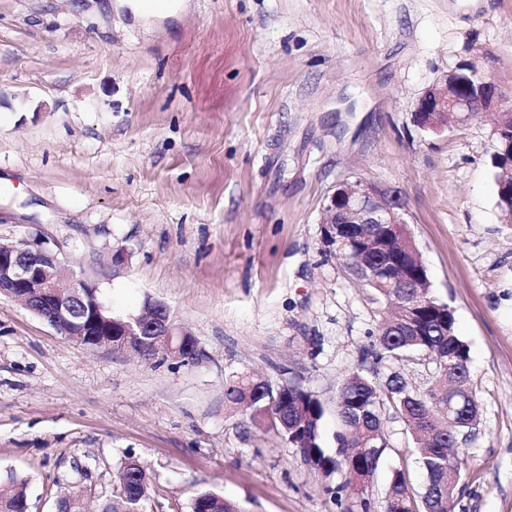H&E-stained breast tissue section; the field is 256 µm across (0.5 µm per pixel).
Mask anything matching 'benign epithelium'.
Instances as JSON below:
<instances>
[{
    "instance_id": "obj_1",
    "label": "benign epithelium",
    "mask_w": 512,
    "mask_h": 512,
    "mask_svg": "<svg viewBox=\"0 0 512 512\" xmlns=\"http://www.w3.org/2000/svg\"><path fill=\"white\" fill-rule=\"evenodd\" d=\"M475 112L487 115L494 135L496 116H511L512 105L486 71L465 58L419 96L412 120L426 132L440 133L448 128V116L463 121ZM323 215V227L332 238L338 224H384L394 234L407 224L401 193L363 179L340 182L327 198ZM0 295L21 301L62 336H85L91 331L93 349L112 346L111 308L98 284L82 274H65L58 253L38 243L0 244ZM153 305L152 318L132 314L121 324L127 350L154 356L157 346L147 341L149 336L163 337L168 356L174 359L181 358V349L197 347L193 334L175 323L165 304Z\"/></svg>"
}]
</instances>
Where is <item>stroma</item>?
Listing matches in <instances>:
<instances>
[{"label":"stroma","instance_id":"35a3bbf8","mask_svg":"<svg viewBox=\"0 0 512 512\" xmlns=\"http://www.w3.org/2000/svg\"><path fill=\"white\" fill-rule=\"evenodd\" d=\"M512 94V0H189L142 20L111 0H0V243L41 242L95 279L113 313L166 304L201 358L89 350L0 296V473L31 512H91L127 457L145 512L212 490L244 512H382L420 473L404 422L363 493L224 405L228 374L294 379L326 407L378 308L322 252L325 198L361 178L399 190L434 295L470 348L478 423L454 512H512V224L489 127L428 133L421 93L463 58ZM126 249L125 267L112 253Z\"/></svg>","mask_w":512,"mask_h":512}]
</instances>
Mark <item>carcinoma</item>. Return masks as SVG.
<instances>
[{
    "label": "carcinoma",
    "mask_w": 512,
    "mask_h": 512,
    "mask_svg": "<svg viewBox=\"0 0 512 512\" xmlns=\"http://www.w3.org/2000/svg\"><path fill=\"white\" fill-rule=\"evenodd\" d=\"M501 125L493 150V168L498 204L504 213L512 209V187L500 180L512 162L509 143L512 142V119L497 118ZM342 237L351 249L338 253L349 266L362 254V244L375 243L366 257L379 266L399 262L404 270V287L384 288L363 283L378 304L381 319L371 343L362 349L359 367L342 384L336 411L344 432L336 434V448L323 447L321 424L326 408L318 396L307 387L294 382L274 384L245 372H234L224 385L225 404L242 409L252 423H260L298 448L303 460L326 477L335 473L345 478V484L364 489V483L374 476L380 458L388 448L383 430V413L394 409L404 421L415 442L423 481L414 483L408 470H393L385 492L384 512H448L455 500L457 486L448 485V456L457 465L464 464L459 452L470 424L477 416L462 411L455 430L448 431L441 414L442 402L437 393L447 390L437 382L451 380L467 386L469 347L457 335L454 311L434 296L429 289V277L422 258L406 242L405 236L387 237L382 224L348 225ZM416 354L414 362L424 368L428 386L409 389L399 374L393 373L378 384L367 376L374 365L385 359L402 360L406 353ZM115 500L121 501L133 490L149 496L150 478L145 467L123 463L117 475ZM27 479L14 472L0 478V506L23 512V505L12 504L15 494L23 491ZM81 495L65 493L55 507L67 512H80ZM189 512H240L239 508L211 490H201L189 505Z\"/></svg>",
    "instance_id": "carcinoma-1"
}]
</instances>
